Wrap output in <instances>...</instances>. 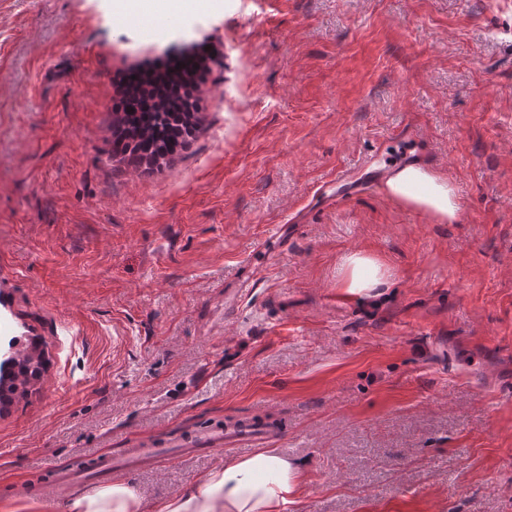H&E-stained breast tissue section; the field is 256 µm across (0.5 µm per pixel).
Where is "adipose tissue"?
<instances>
[{
  "mask_svg": "<svg viewBox=\"0 0 512 512\" xmlns=\"http://www.w3.org/2000/svg\"><path fill=\"white\" fill-rule=\"evenodd\" d=\"M383 189L404 207L426 213L434 223L459 220L454 185L423 164L392 169ZM391 278L389 268L376 256L356 252L345 259L339 286L350 295L369 298ZM302 480L299 462L262 450L210 472L164 501L157 512H288ZM60 512H146V507L128 483L116 481L74 493L61 504Z\"/></svg>",
  "mask_w": 512,
  "mask_h": 512,
  "instance_id": "ef3b65f1",
  "label": "adipose tissue"
}]
</instances>
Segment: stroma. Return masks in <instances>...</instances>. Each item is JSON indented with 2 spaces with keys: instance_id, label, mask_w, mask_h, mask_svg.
<instances>
[{
  "instance_id": "1",
  "label": "stroma",
  "mask_w": 512,
  "mask_h": 512,
  "mask_svg": "<svg viewBox=\"0 0 512 512\" xmlns=\"http://www.w3.org/2000/svg\"><path fill=\"white\" fill-rule=\"evenodd\" d=\"M192 47L193 138L129 163L119 77ZM415 162L458 223L319 196ZM356 251L393 273L376 297L338 286ZM19 336L49 366L0 415V500L250 420L303 468L292 512H512V0H182L160 33L115 0H0V360ZM238 456L114 477L153 512Z\"/></svg>"
}]
</instances>
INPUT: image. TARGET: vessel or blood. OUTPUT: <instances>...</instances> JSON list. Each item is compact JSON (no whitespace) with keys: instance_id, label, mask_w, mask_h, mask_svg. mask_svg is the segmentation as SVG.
<instances>
[{"instance_id":"1","label":"vessel or blood","mask_w":512,"mask_h":512,"mask_svg":"<svg viewBox=\"0 0 512 512\" xmlns=\"http://www.w3.org/2000/svg\"><path fill=\"white\" fill-rule=\"evenodd\" d=\"M269 435V430L246 422L232 429H209L200 434L195 443L175 450L161 448L150 442H142L135 447L124 449L121 454L113 457L98 455L76 459L68 467L56 470L53 483L63 488L91 471L108 475L115 469L133 471L144 467H157L171 461L177 455L191 456L202 449L217 450L232 444L249 446L258 440L268 438Z\"/></svg>"}]
</instances>
